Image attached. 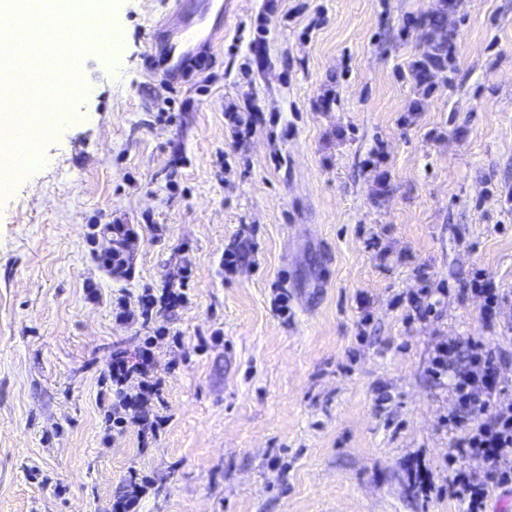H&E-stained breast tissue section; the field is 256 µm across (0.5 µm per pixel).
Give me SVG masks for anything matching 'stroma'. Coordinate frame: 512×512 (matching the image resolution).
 Instances as JSON below:
<instances>
[{"mask_svg": "<svg viewBox=\"0 0 512 512\" xmlns=\"http://www.w3.org/2000/svg\"><path fill=\"white\" fill-rule=\"evenodd\" d=\"M229 2L212 60L174 82L148 38L161 0H107L121 58L85 53L67 119L0 186V512H112L133 474L140 512H464L448 480L486 464L458 455L451 380L427 367L486 342L512 402V0H278L237 55L260 0ZM441 10L455 52L420 85L411 20ZM250 101L239 141L224 106ZM106 223L137 231L129 277L91 256ZM183 266V303L116 320L121 291L161 295ZM147 336L167 421L118 434L110 360ZM470 290L480 294L484 298L482 317L487 323H492L496 317V308L500 301V295L494 282L486 277L471 283Z\"/></svg>", "mask_w": 512, "mask_h": 512, "instance_id": "obj_1", "label": "stroma"}]
</instances>
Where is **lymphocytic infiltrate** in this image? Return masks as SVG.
Listing matches in <instances>:
<instances>
[{"mask_svg": "<svg viewBox=\"0 0 512 512\" xmlns=\"http://www.w3.org/2000/svg\"><path fill=\"white\" fill-rule=\"evenodd\" d=\"M184 298V292L170 288L158 296L148 291L134 298L122 295L116 300V317L145 323L156 304L173 307ZM152 360V342L148 339L135 356L122 352L113 356V429L121 432L137 425L156 431L165 424V416L148 410L151 401L161 396L160 382L150 375ZM499 361L494 348L470 338L437 345L429 368L433 378L448 373L453 376L457 410L451 425L460 433L455 443L459 453L482 456L488 464L484 476L460 470L448 484L451 495L466 503V512H485L490 487L512 480V405L497 407L492 403L499 386Z\"/></svg>", "mask_w": 512, "mask_h": 512, "instance_id": "obj_1", "label": "lymphocytic infiltrate"}]
</instances>
